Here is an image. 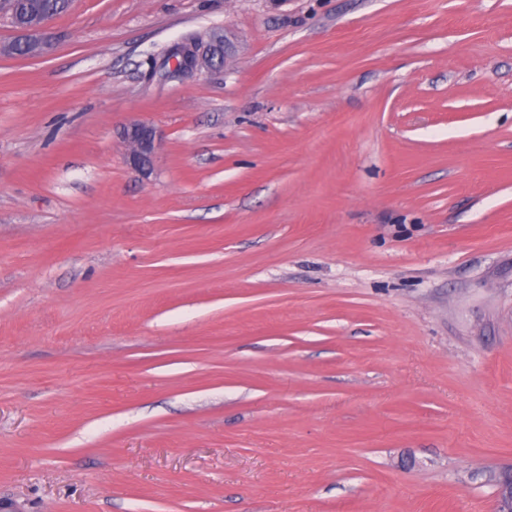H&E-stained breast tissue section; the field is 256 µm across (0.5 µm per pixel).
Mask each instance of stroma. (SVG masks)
Masks as SVG:
<instances>
[{"label": "stroma", "mask_w": 512, "mask_h": 512, "mask_svg": "<svg viewBox=\"0 0 512 512\" xmlns=\"http://www.w3.org/2000/svg\"><path fill=\"white\" fill-rule=\"evenodd\" d=\"M50 26L49 57L0 56V512H493L512 0H71ZM215 31L224 65L146 77ZM120 137L129 147V164L149 171L159 144L156 129L148 123L135 121L122 128Z\"/></svg>", "instance_id": "35a3bbf8"}]
</instances>
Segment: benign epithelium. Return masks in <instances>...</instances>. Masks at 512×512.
<instances>
[{
    "label": "benign epithelium",
    "instance_id": "obj_1",
    "mask_svg": "<svg viewBox=\"0 0 512 512\" xmlns=\"http://www.w3.org/2000/svg\"><path fill=\"white\" fill-rule=\"evenodd\" d=\"M53 14L36 8L21 20L12 21L15 38L7 44L0 43V56H14L13 47L22 43L27 48L25 57L40 58L54 50V37L49 31ZM224 58V39L211 35L203 41L188 37L167 47L163 55L150 61L148 75L157 71L171 79L199 75L214 68ZM120 137L129 147L127 161L142 170H150L158 148L156 129L145 122L135 121L125 125ZM495 512H512V470L496 481Z\"/></svg>",
    "mask_w": 512,
    "mask_h": 512
}]
</instances>
